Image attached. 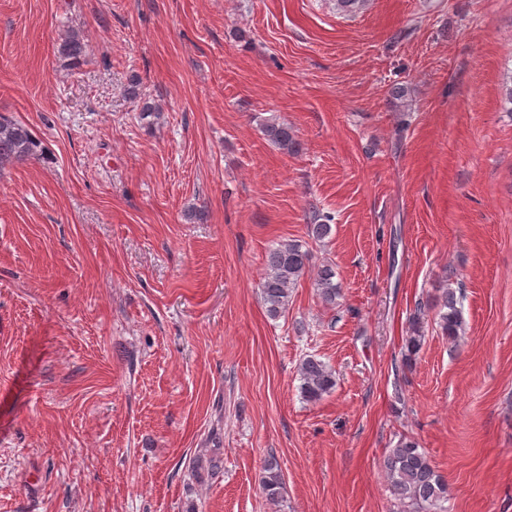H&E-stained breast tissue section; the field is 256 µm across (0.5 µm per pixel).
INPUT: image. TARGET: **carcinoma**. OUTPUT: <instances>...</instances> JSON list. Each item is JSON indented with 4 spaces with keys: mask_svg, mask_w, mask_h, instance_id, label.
Wrapping results in <instances>:
<instances>
[{
    "mask_svg": "<svg viewBox=\"0 0 512 512\" xmlns=\"http://www.w3.org/2000/svg\"><path fill=\"white\" fill-rule=\"evenodd\" d=\"M58 53L76 63L85 60L86 44L76 32L66 35L57 48ZM266 139L285 153H294L298 146L295 132L286 122L275 118L262 125ZM40 144L23 124L0 118V167L14 162L35 159ZM313 253L308 242L282 241L267 252L266 268L258 284L260 301L266 314L279 318L288 311L292 292L297 282L312 267ZM335 272L326 265L318 269L315 286L318 296L326 305L336 304L339 296ZM456 291L439 288L432 307L438 309L439 326L449 339H456L463 328L461 310ZM425 311L418 307L409 319V335L402 366L412 365L423 341ZM300 392L304 400L317 402L331 393L336 386L334 372L313 356L304 357L298 366ZM384 471L390 492L403 506V512H446L448 488L444 476L433 465L425 449L418 442L403 437L389 449L384 460ZM284 485L280 464L275 457L265 461L261 476V489L266 501L278 506Z\"/></svg>",
    "mask_w": 512,
    "mask_h": 512,
    "instance_id": "obj_1",
    "label": "carcinoma"
}]
</instances>
